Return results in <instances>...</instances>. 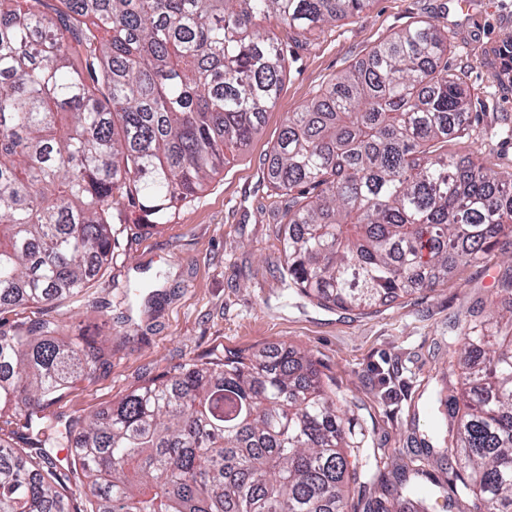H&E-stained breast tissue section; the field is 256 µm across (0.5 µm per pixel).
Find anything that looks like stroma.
<instances>
[{
	"label": "stroma",
	"mask_w": 512,
	"mask_h": 512,
	"mask_svg": "<svg viewBox=\"0 0 512 512\" xmlns=\"http://www.w3.org/2000/svg\"><path fill=\"white\" fill-rule=\"evenodd\" d=\"M373 0L366 14L342 18L287 50L286 78L260 132L205 189L178 204L168 223L139 215L88 288L49 305L7 312L12 323L45 317L71 336L111 339L112 359L92 379L76 380L54 413L83 416L109 406L145 378L201 357H223L288 343L308 350L325 381L346 400L357 427L369 433L378 467L350 485L356 512L380 493L379 475L428 470L441 494L432 512H472L453 495L452 471L434 436L436 399L459 370L449 344L464 341L472 312L488 307L512 254L493 249L479 265L458 266L447 284L366 313L289 299L281 282L276 223L284 202L269 181L273 146L295 112L341 70L365 64L389 35L424 20L446 29L448 66L467 74L480 122L475 156L512 172V144L496 137L512 119V0Z\"/></svg>",
	"instance_id": "1"
}]
</instances>
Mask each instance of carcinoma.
<instances>
[{"mask_svg": "<svg viewBox=\"0 0 512 512\" xmlns=\"http://www.w3.org/2000/svg\"><path fill=\"white\" fill-rule=\"evenodd\" d=\"M0 0V313L90 284L122 213L165 224L244 150L276 104L285 55L370 0ZM448 31L417 21L290 112L270 183L288 293L369 310L512 248V172L452 149L478 124ZM496 295L512 305V267ZM46 318L0 322V512H351L370 466L338 392L308 352L191 360L103 411L48 408L112 347ZM449 351L458 418L437 424L453 492L512 512V315L468 324ZM56 448L71 449L60 458ZM366 512H431L436 484L397 473Z\"/></svg>", "mask_w": 512, "mask_h": 512, "instance_id": "1", "label": "carcinoma"}]
</instances>
